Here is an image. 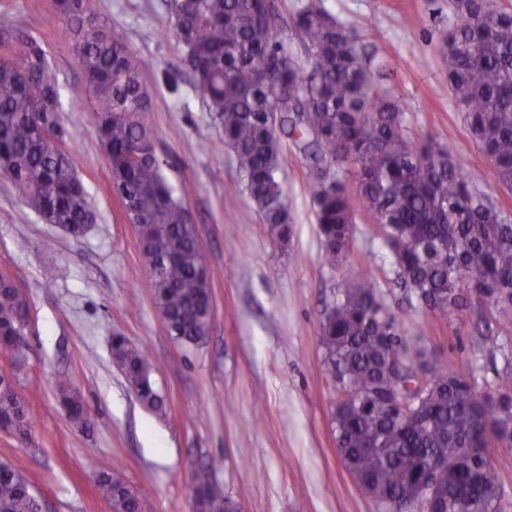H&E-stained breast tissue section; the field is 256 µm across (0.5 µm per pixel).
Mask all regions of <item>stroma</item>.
Wrapping results in <instances>:
<instances>
[{
    "label": "stroma",
    "instance_id": "35a3bbf8",
    "mask_svg": "<svg viewBox=\"0 0 512 512\" xmlns=\"http://www.w3.org/2000/svg\"><path fill=\"white\" fill-rule=\"evenodd\" d=\"M353 26L367 52L387 64L381 85L402 102L412 129L452 141L470 179L512 219V190L473 143L451 96L439 52L448 0H324ZM109 30L152 67L149 122L167 176L197 225L213 298L206 339L186 346L168 334L143 271L138 235L102 174L107 157L88 116L95 98L76 61L70 29L54 0H0V12L45 51L59 85L64 141L98 219L80 237L46 223L0 173V268L26 291L22 355L0 353L30 410L26 438L0 430V461L23 473L43 512H112L97 483L120 469L139 490L142 512H195L196 478L220 485L236 512H386L363 493L336 451L335 392L326 378L319 322L364 268L377 276L407 335L463 369L479 391L512 362V336L464 309L445 315L410 306L395 283L394 259L375 224L358 216L346 262H322L309 169L284 143L280 178L293 216L288 242L273 237L246 193L233 153L191 87L165 0H99ZM56 253L47 264V253ZM144 349L165 414L142 404L112 359L113 335ZM69 381L86 425L62 408Z\"/></svg>",
    "mask_w": 512,
    "mask_h": 512
}]
</instances>
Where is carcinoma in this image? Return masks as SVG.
<instances>
[{
  "label": "carcinoma",
  "mask_w": 512,
  "mask_h": 512,
  "mask_svg": "<svg viewBox=\"0 0 512 512\" xmlns=\"http://www.w3.org/2000/svg\"><path fill=\"white\" fill-rule=\"evenodd\" d=\"M166 5L191 64L192 88L272 235L287 239L292 224L278 177L280 127L310 163L332 174L309 181L325 265L347 258L362 213L419 307L446 314L477 305L512 335V221L468 180L451 144L409 126L401 101L375 78L385 64L362 49L356 29L323 0H306L292 33L303 66L279 39L285 16L278 0ZM448 14L444 91L498 181L512 189V10L492 0H448ZM55 16L72 28L77 62L96 98L91 122L107 154L105 179L128 222L139 225L155 307L171 336L195 345L210 327L211 291L186 204L167 179L147 120L151 96L141 75L149 62L108 30L96 0H55ZM16 44L20 59L0 57V172L47 223L78 237L97 214L64 142L56 74L37 42L21 37ZM27 320L23 290L0 283V336L15 335ZM319 342L336 392V448L368 495L417 512L432 465L448 460L433 512H501L492 459L512 447V363L496 372L493 390L476 391L421 337L405 335L377 277L364 271L346 278L333 315L319 324ZM112 355L140 401L162 409L145 353L114 336ZM400 364L426 368L423 396L405 406L392 400V371ZM58 391L63 404L83 409L69 382ZM28 424L14 389L0 391V428L24 435ZM98 482L107 498L135 512L119 472ZM27 483L0 464V512H38ZM193 492L196 512H233L219 485L199 480Z\"/></svg>",
  "instance_id": "1"
}]
</instances>
